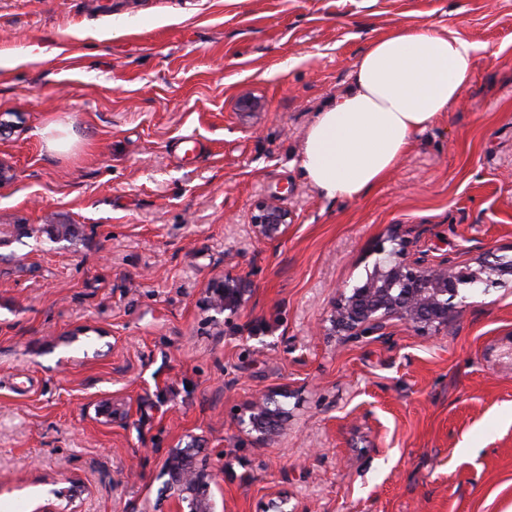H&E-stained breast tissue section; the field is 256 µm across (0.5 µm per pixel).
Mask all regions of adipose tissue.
Instances as JSON below:
<instances>
[{
  "label": "adipose tissue",
  "instance_id": "1",
  "mask_svg": "<svg viewBox=\"0 0 512 512\" xmlns=\"http://www.w3.org/2000/svg\"><path fill=\"white\" fill-rule=\"evenodd\" d=\"M476 53L426 22L394 25L368 44L349 89L307 131L300 159L311 183L330 198L365 197L471 82Z\"/></svg>",
  "mask_w": 512,
  "mask_h": 512
}]
</instances>
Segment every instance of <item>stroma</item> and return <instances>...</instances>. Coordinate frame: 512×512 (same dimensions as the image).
<instances>
[{
    "mask_svg": "<svg viewBox=\"0 0 512 512\" xmlns=\"http://www.w3.org/2000/svg\"><path fill=\"white\" fill-rule=\"evenodd\" d=\"M421 22L481 45L472 81L367 197H325L310 123ZM0 54V512H168L188 447L213 512H512V277L440 328L330 322L392 233L512 258V0H0ZM262 198L293 216L275 243ZM228 272L250 292L219 315ZM260 391L285 410L265 438ZM249 223L258 238L274 243L288 232V224H292L291 213L277 202L259 199L252 208ZM242 277L231 273L224 275V281L213 282L208 288V301L211 308L219 313L229 311L235 314L240 309L248 292ZM248 425L261 437L273 435L278 427L282 410L277 401L268 394H259L249 409Z\"/></svg>",
    "mask_w": 512,
    "mask_h": 512,
    "instance_id": "obj_1",
    "label": "stroma"
}]
</instances>
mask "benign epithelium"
Segmentation results:
<instances>
[{
    "label": "benign epithelium",
    "instance_id": "1",
    "mask_svg": "<svg viewBox=\"0 0 512 512\" xmlns=\"http://www.w3.org/2000/svg\"><path fill=\"white\" fill-rule=\"evenodd\" d=\"M290 223L288 208L266 199L257 200L250 214L255 235L271 243L286 235ZM389 242L391 249L382 245L376 249L379 259L365 282L340 294L332 314L333 327L340 335L351 339L388 336L393 320L418 330L446 326L457 308L461 286H489L512 275L511 259L495 256L486 261L485 277L479 278L456 269L446 257L437 259L427 249L409 248V241L397 235ZM247 292L245 280L228 272L224 280L208 288L209 304L219 313L235 314ZM281 413L272 396H256L249 409L250 430L261 437L273 435ZM164 473L173 491L171 512H212L209 491L214 477L210 470L189 463L186 452L179 451L167 458Z\"/></svg>",
    "mask_w": 512,
    "mask_h": 512
}]
</instances>
